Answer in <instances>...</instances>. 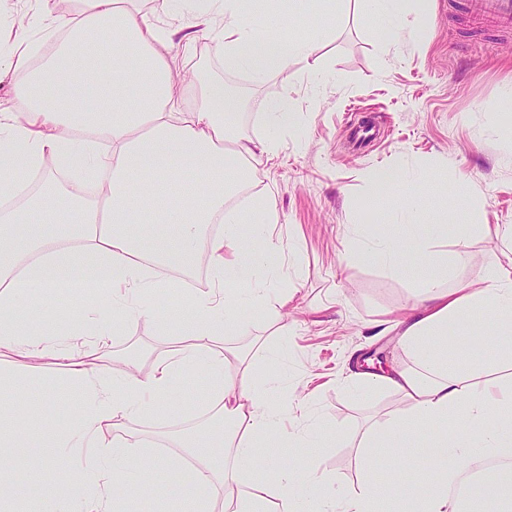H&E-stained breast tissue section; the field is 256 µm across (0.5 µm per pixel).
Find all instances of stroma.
<instances>
[{
  "label": "stroma",
  "mask_w": 512,
  "mask_h": 512,
  "mask_svg": "<svg viewBox=\"0 0 512 512\" xmlns=\"http://www.w3.org/2000/svg\"><path fill=\"white\" fill-rule=\"evenodd\" d=\"M423 29L385 46V32L375 20L338 0L332 29L318 26L319 6L307 0L293 16L294 32L317 46L321 79L302 64L289 63L283 74L255 84L241 74L225 73L216 42L200 38L180 59V73L222 79L245 91L238 132L261 134L258 115L268 100L292 97L302 114L299 133L282 134L277 158L261 161L248 192L274 193L280 214L277 230L284 245L298 255L297 268H284L290 332L278 318L255 309L237 312L248 335L229 344H255L274 351L281 388L273 401L293 412L305 400L319 423L302 457L312 463L339 495L358 486L355 445L372 417L398 404L381 389L356 394L345 379L365 361L409 366L394 334L383 333L384 320L405 314L410 301L407 282L387 276L379 266L346 260L353 225L395 222L410 180L420 185V220H447L476 231L465 250L469 261L455 270L449 287L477 281L484 268L505 259L500 227L512 225V111L503 97L512 85V35L472 29L449 9L446 0H421ZM367 121L377 139L361 142L354 131ZM377 164L399 169L406 182L368 211L364 173ZM105 318L113 317L103 307ZM109 356L150 366L165 353L169 337L150 318L114 319ZM65 360H40L19 385L27 399L25 431L36 438L45 425L70 428L71 392ZM213 391L199 371L182 374L169 402L141 419H123L119 428L130 440L157 448L167 436L194 430L211 420ZM4 477L23 496L0 504V512H34L46 490L58 483V468L41 465V481L31 486L28 449L7 448Z\"/></svg>",
  "instance_id": "obj_1"
}]
</instances>
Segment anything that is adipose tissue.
<instances>
[{
  "instance_id": "1",
  "label": "adipose tissue",
  "mask_w": 512,
  "mask_h": 512,
  "mask_svg": "<svg viewBox=\"0 0 512 512\" xmlns=\"http://www.w3.org/2000/svg\"><path fill=\"white\" fill-rule=\"evenodd\" d=\"M164 2L162 19L144 12L140 0H74L70 13L39 17L45 36L58 39L48 57L31 38L27 17L0 47V79L23 75L13 85L14 111L0 114V358L12 357L14 364L12 377L0 376V388H13L15 375L55 353L51 343L25 332L17 316L21 302L36 318L40 298L78 285L135 319L145 313L144 299L176 292L159 268L190 269L202 253L208 289L190 311L159 316L177 344L173 353L146 368L126 361L110 380L99 361L112 331L97 305L86 306L81 326L65 333L89 343L67 354L77 429L29 441L16 397L0 402V447L32 446L37 459L61 466L39 512H128L160 470L176 479L193 512H298L303 500L312 512H378V450L396 455L419 434L427 464L414 482L395 477L396 498L411 512H459L449 482L468 474L475 457L512 452V383L491 376L480 358L449 364L448 332L485 313L499 362L512 363V267L498 263L477 283L448 287L449 272L467 254L448 248L447 224L420 228L415 193L407 196L399 225H355L352 256L411 283L409 312L389 329L412 365L349 378L355 389L394 390L401 402L359 438L363 474L356 493L332 496L315 467L289 465V453L308 443L309 415L288 421L269 399L275 380L260 372L261 355L242 353L224 339L247 332L228 306L288 304L287 290L277 287L284 246L274 195L243 207L230 200L251 182L257 163L278 154L281 133L299 131L301 117L294 99L282 96L261 114L265 135L242 137L240 99L223 81L180 78L177 57L206 35L216 40L225 72L260 82L285 73L290 62L309 63L317 46L265 31L245 14L242 0ZM354 2L381 21L390 42L409 34L405 0ZM95 39L111 43L112 51H90ZM53 170L74 181H98L96 198L64 192L48 179ZM34 171L47 181L39 192L24 193ZM186 171L197 178L190 195L177 187ZM194 370L216 389L211 423L174 437L175 454L137 452L116 432V420L153 411L173 381ZM450 421L452 436L444 429ZM133 456L141 460L139 472L122 476L119 465ZM260 470L267 477L259 482ZM220 484L232 490L221 502Z\"/></svg>"
}]
</instances>
